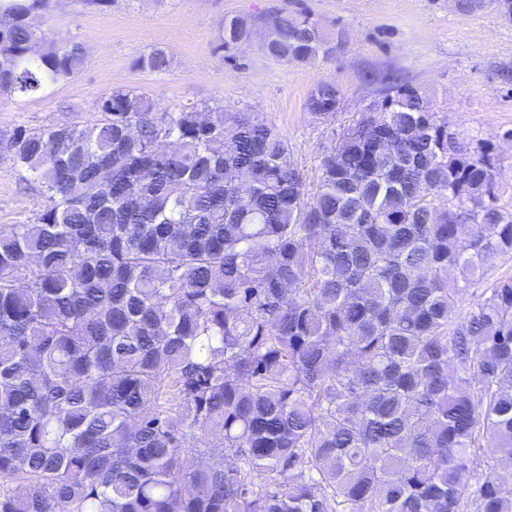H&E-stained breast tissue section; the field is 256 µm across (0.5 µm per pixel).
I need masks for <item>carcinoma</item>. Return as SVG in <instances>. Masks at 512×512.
<instances>
[{"label":"carcinoma","instance_id":"obj_1","mask_svg":"<svg viewBox=\"0 0 512 512\" xmlns=\"http://www.w3.org/2000/svg\"><path fill=\"white\" fill-rule=\"evenodd\" d=\"M47 5L8 4L1 94L83 69L79 44L32 58ZM254 35L232 18L219 49ZM261 47L333 51L286 9ZM338 101L321 82L307 106ZM425 102L395 85L313 193L258 114L133 87L1 133L41 201L0 225V512H512V208Z\"/></svg>","mask_w":512,"mask_h":512}]
</instances>
